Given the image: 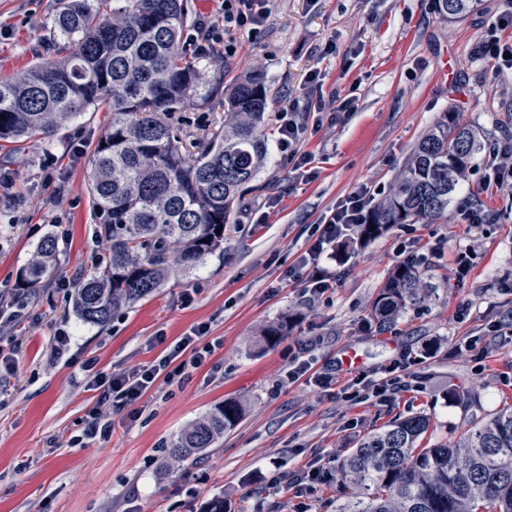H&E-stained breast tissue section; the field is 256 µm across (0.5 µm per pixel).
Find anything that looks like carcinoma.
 <instances>
[{"label":"carcinoma","instance_id":"1","mask_svg":"<svg viewBox=\"0 0 512 512\" xmlns=\"http://www.w3.org/2000/svg\"><path fill=\"white\" fill-rule=\"evenodd\" d=\"M53 19L61 43L25 72L0 77V141L48 142L91 108L112 112L94 145L88 193L106 247L74 279L73 308L105 327L112 312L158 290L224 251L219 226L234 223L267 157L265 115L271 95L258 70L224 85V74L189 48V0H60ZM475 0H434L444 18L470 13ZM226 108L224 133L191 153L167 121L174 112ZM479 144L445 112L421 138L388 195L374 205L361 237L394 224L435 223L448 214ZM58 243L37 245L18 285L31 294L50 275ZM427 288L414 265L393 269L371 308L383 329ZM288 318L260 331L272 344ZM236 401L213 407L169 449L186 461L212 448L244 416ZM429 418L395 419L363 437L340 468L355 487L336 512H512V404L451 442L421 444Z\"/></svg>","mask_w":512,"mask_h":512}]
</instances>
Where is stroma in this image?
Segmentation results:
<instances>
[{
  "label": "stroma",
  "instance_id": "1",
  "mask_svg": "<svg viewBox=\"0 0 512 512\" xmlns=\"http://www.w3.org/2000/svg\"><path fill=\"white\" fill-rule=\"evenodd\" d=\"M59 0H0V76L17 74L55 40ZM507 0H477L468 15L445 19L433 0H273L266 26L237 39L225 80L261 70L277 114L286 99L305 101L306 74L325 75L323 92L354 98L349 112L308 114L301 141L314 176L300 180L268 141V160L224 250L196 270L174 274L153 296L116 312L102 328L81 322L70 296L77 272L103 249L88 195L92 149L112 121L92 109L52 142L0 148V300L10 301L18 271L46 235L58 239L56 272L44 280L0 348L16 371L0 379V512H204L221 497L229 512H335L348 490L338 480L313 494L271 488L320 459L340 466L363 436L389 421L429 418L426 442L455 439L503 404L512 403V200L484 182L490 144L512 137V72L490 76L473 55ZM445 112L477 136L479 151L459 192L488 210L486 224H467L457 206L431 224H398L361 240L353 226L326 260L336 286L312 299L300 260L312 231L336 201L360 185L382 199L421 137ZM263 209L264 222L250 217ZM473 254L465 278L456 258ZM413 262L428 288L395 324L379 329L370 306L392 270ZM288 319L277 344L261 329ZM219 340L189 380L155 386L138 420L113 410L105 443L70 448L97 400L82 379L84 360L104 372L146 365L162 354L157 334L174 340L198 324ZM67 334L69 354L48 356ZM358 369L341 368L348 351ZM297 360L331 376L317 387L289 381ZM397 362L408 385L390 401L343 391L356 375L379 378ZM245 404L240 423L191 464L169 448L214 405Z\"/></svg>",
  "mask_w": 512,
  "mask_h": 512
}]
</instances>
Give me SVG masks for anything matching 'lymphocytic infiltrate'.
Here are the masks:
<instances>
[{"label":"lymphocytic infiltrate","mask_w":512,"mask_h":512,"mask_svg":"<svg viewBox=\"0 0 512 512\" xmlns=\"http://www.w3.org/2000/svg\"><path fill=\"white\" fill-rule=\"evenodd\" d=\"M270 0H222L220 10L224 16V54L236 52L238 34L257 31L269 16ZM512 27V7L494 16L488 25V33L476 46L478 59L491 62L494 71L512 70V44L501 41L499 33ZM297 103H286L277 115L276 145L283 159L292 169L307 170L311 163L308 154L300 152L298 144L306 127L298 122L295 113ZM372 194L367 186H360L337 201L321 221V233L303 258L309 272L305 279V290L311 296H320L336 283L335 275L324 268L321 260L332 250L337 239L349 226L365 223L368 204ZM209 331L201 324L189 334L175 341L165 336H156L157 344L163 345L162 356L155 362L129 368L118 373H106L96 368L95 360H87L84 370V386L96 392L97 401L84 419L80 434L70 436V447H82L92 442H105L112 436L113 409L128 410L130 418H137L141 410L139 402L157 380L165 383L183 382L190 378L194 369L210 356L213 346L206 343Z\"/></svg>","instance_id":"1"}]
</instances>
